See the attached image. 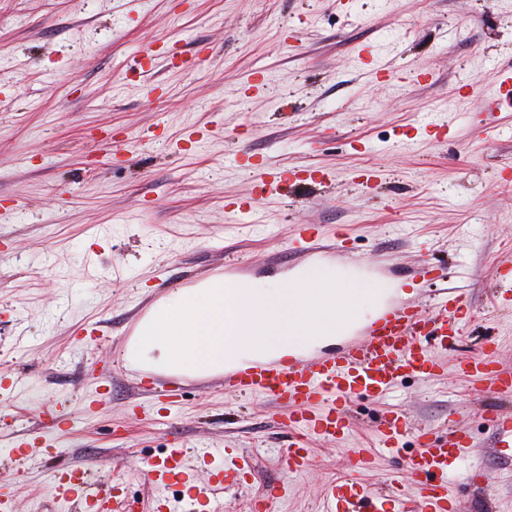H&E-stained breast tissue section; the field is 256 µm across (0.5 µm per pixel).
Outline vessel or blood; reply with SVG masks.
Listing matches in <instances>:
<instances>
[{"label": "vessel or blood", "mask_w": 512, "mask_h": 512, "mask_svg": "<svg viewBox=\"0 0 512 512\" xmlns=\"http://www.w3.org/2000/svg\"><path fill=\"white\" fill-rule=\"evenodd\" d=\"M260 178L270 192L315 188L326 183L321 172L304 176L271 165ZM321 240L314 225L299 224L290 250L305 257L320 250ZM410 276L422 286L438 284L430 311H423L418 305L392 304L382 308L361 336L341 351L315 360L255 361L225 376V385L239 393L288 406V425L294 429L295 437L281 456L286 473L295 474L306 468L310 437L344 440L351 428L349 410L355 402L386 400L407 377H437L435 351L454 349L461 342L471 314L468 293L445 287L443 268L424 258L412 268ZM455 370L472 381L490 380V392L512 397V371L499 367L488 355L461 358ZM408 429L403 413L387 411L379 428L383 450L390 455L399 454ZM418 437L419 447L406 459V470L417 489L413 498L403 502L402 512H458L446 487L449 476L458 471L472 448L469 435L456 425L444 436L423 429ZM196 458L197 465L192 468L186 463L185 449H168L165 457L146 464L143 480L161 494L172 485L189 483L192 470L212 475L214 483L195 487L194 497L204 500L209 512H216L217 497L225 489L223 476L243 477L251 473L252 463L235 448L201 451ZM349 464L353 476L325 488V512H385V498L372 493L358 476L359 471L367 468L368 457L360 449H353ZM49 482L59 502L78 503L83 512H102L107 493L88 473L57 469L50 473Z\"/></svg>", "instance_id": "b4317fda"}]
</instances>
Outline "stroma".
I'll return each instance as SVG.
<instances>
[{"mask_svg": "<svg viewBox=\"0 0 512 512\" xmlns=\"http://www.w3.org/2000/svg\"><path fill=\"white\" fill-rule=\"evenodd\" d=\"M148 45L176 50V64L131 67ZM258 72L264 90L243 93ZM506 72L512 0H0V494L15 512H69L48 482L63 467L123 478L113 503L148 500L143 465L177 444L252 457L222 512L269 493L270 512H321L352 448L375 453L373 489L410 496L402 456L376 450L389 408L414 428L459 422L477 480H449V496L460 512H512V451L494 450L485 421L512 404L453 370L488 343L512 367V282L499 277L512 269V99L492 100ZM150 80L160 89L148 95ZM430 123L448 124L449 139H429ZM191 125L212 134L173 147ZM242 149L334 184L265 197L238 222L226 200L259 182L234 164ZM369 167L383 176L375 192L356 177ZM298 224L347 228L331 263L363 260L361 276L393 284L391 304L430 306L433 289L408 271L423 255L447 261L473 317L457 349L438 353V377L354 404L343 442L312 439L308 470L289 475L286 407L225 389L220 373L166 372L183 394L154 407L137 388L152 369L124 355L137 313L223 276L225 260L252 282L297 272L287 245ZM95 325L105 338L86 344ZM50 413L64 417L55 454L7 457Z\"/></svg>", "mask_w": 512, "mask_h": 512, "instance_id": "35a3bbf8", "label": "stroma"}]
</instances>
